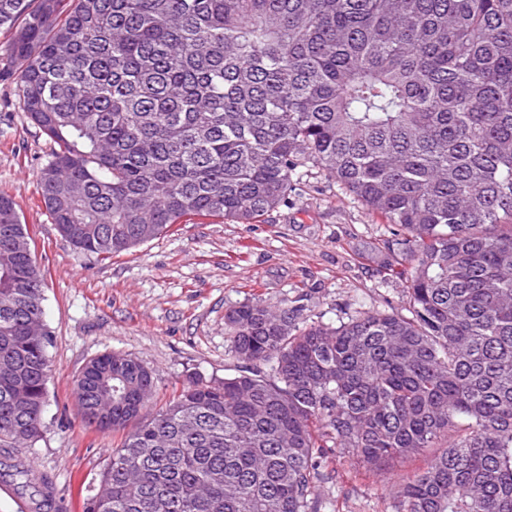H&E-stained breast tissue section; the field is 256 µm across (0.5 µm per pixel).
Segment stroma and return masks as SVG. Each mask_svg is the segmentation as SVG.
Instances as JSON below:
<instances>
[{
	"label": "stroma",
	"mask_w": 512,
	"mask_h": 512,
	"mask_svg": "<svg viewBox=\"0 0 512 512\" xmlns=\"http://www.w3.org/2000/svg\"><path fill=\"white\" fill-rule=\"evenodd\" d=\"M10 38L0 29V195L15 200L30 228L52 339L48 430L14 455L54 484L58 512H84L118 443L78 415L74 382L92 358L121 353L142 361L157 375L158 407L188 379L237 374L224 315L241 303L288 306L326 324L357 310L404 312L402 284L379 283L384 225L317 171L297 181L288 205L255 224H177L103 261L74 250L38 191L36 172L52 146L19 103ZM421 465L416 459L366 473L342 458L317 483L320 512H395L400 483Z\"/></svg>",
	"instance_id": "1"
}]
</instances>
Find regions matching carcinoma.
I'll list each match as a JSON object with an SVG mask.
<instances>
[{
	"mask_svg": "<svg viewBox=\"0 0 512 512\" xmlns=\"http://www.w3.org/2000/svg\"><path fill=\"white\" fill-rule=\"evenodd\" d=\"M60 235L105 260L176 224H255L325 173L387 226L406 313L339 325L260 300L224 316L239 374L92 359L83 423L121 437L85 512H317L338 458L440 448L397 512H512V0H0ZM0 195V448L46 431L44 276ZM0 481L52 508L22 462Z\"/></svg>",
	"mask_w": 512,
	"mask_h": 512,
	"instance_id": "cac0c4a2",
	"label": "carcinoma"
}]
</instances>
